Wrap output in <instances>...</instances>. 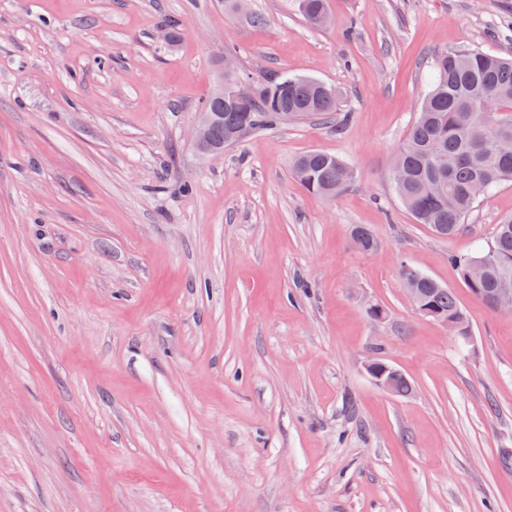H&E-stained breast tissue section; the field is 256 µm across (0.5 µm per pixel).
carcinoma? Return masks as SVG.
Returning <instances> with one entry per match:
<instances>
[{"mask_svg":"<svg viewBox=\"0 0 512 512\" xmlns=\"http://www.w3.org/2000/svg\"><path fill=\"white\" fill-rule=\"evenodd\" d=\"M298 8L316 26L319 14L327 11V0H298ZM431 70V88L396 154L394 166L401 178L394 185L416 223L450 238L465 228L474 208L476 199L469 194L474 182L484 181L489 192L512 182V56L478 48L441 51L432 58ZM255 86V98L247 105L206 98L202 111L216 114L214 143L224 144L240 126L248 134L288 121L335 120L339 93L315 78L283 74L257 78ZM293 168L306 190L326 197L355 179L350 164L320 151L303 153ZM352 238L362 252L375 248L374 236L365 227L354 228ZM490 247L495 265L478 278L473 272ZM490 247L449 255L463 285L488 306L491 289L500 282L512 284V215L496 225ZM416 275L414 287L424 289L434 317L465 320L451 289L419 270Z\"/></svg>","mask_w":512,"mask_h":512,"instance_id":"carcinoma-1","label":"carcinoma"}]
</instances>
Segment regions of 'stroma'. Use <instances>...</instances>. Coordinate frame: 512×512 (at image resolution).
<instances>
[{
    "label": "stroma",
    "mask_w": 512,
    "mask_h": 512,
    "mask_svg": "<svg viewBox=\"0 0 512 512\" xmlns=\"http://www.w3.org/2000/svg\"><path fill=\"white\" fill-rule=\"evenodd\" d=\"M328 7L316 29L297 0H0V512H512V313L448 261L512 183L446 239L390 180L432 57L511 55L512 0ZM225 48L335 87L337 123L201 156ZM310 150L355 182L306 191ZM405 263L456 292L472 343L415 312ZM365 368L374 383L382 390L392 394L393 387L394 391L398 394L397 396L401 397L408 395L411 391L412 383L403 373V375L399 373L394 377L392 385L393 367L385 360L381 358L371 359L365 365Z\"/></svg>",
    "instance_id": "35a3bbf8"
}]
</instances>
